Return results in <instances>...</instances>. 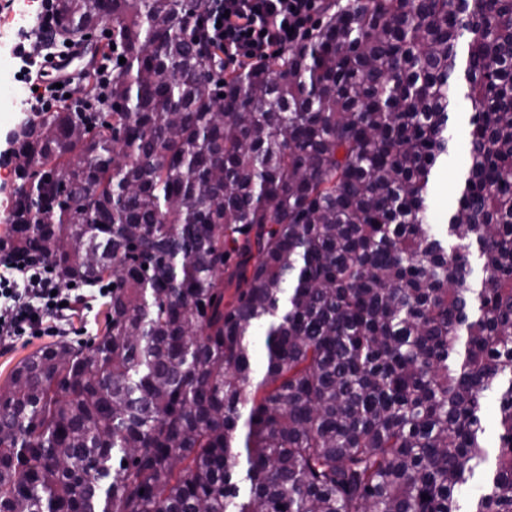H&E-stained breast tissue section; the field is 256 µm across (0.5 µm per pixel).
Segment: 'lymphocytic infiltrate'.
<instances>
[{"label":"lymphocytic infiltrate","instance_id":"lymphocytic-infiltrate-1","mask_svg":"<svg viewBox=\"0 0 512 512\" xmlns=\"http://www.w3.org/2000/svg\"><path fill=\"white\" fill-rule=\"evenodd\" d=\"M322 0H210L201 19L208 40L217 48L215 68L234 71L266 61L282 49L298 44L314 28ZM29 93L24 107L47 112L65 95L72 82L41 83L28 70ZM53 273L40 264L17 260L7 238L0 237V338L25 336L44 319L65 317L63 295L57 294Z\"/></svg>","mask_w":512,"mask_h":512}]
</instances>
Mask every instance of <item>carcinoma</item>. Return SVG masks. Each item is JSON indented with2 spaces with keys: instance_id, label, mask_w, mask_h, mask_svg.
<instances>
[{
  "instance_id": "1",
  "label": "carcinoma",
  "mask_w": 512,
  "mask_h": 512,
  "mask_svg": "<svg viewBox=\"0 0 512 512\" xmlns=\"http://www.w3.org/2000/svg\"><path fill=\"white\" fill-rule=\"evenodd\" d=\"M208 7L58 0L126 62L17 132L9 243L114 289L0 385V512H512V0L337 2L219 87ZM463 160L460 151L454 158H450L448 165H443L439 172L437 187L430 204V216L434 224L447 223L448 208L454 202L452 190L458 182L457 176L463 168Z\"/></svg>"
}]
</instances>
